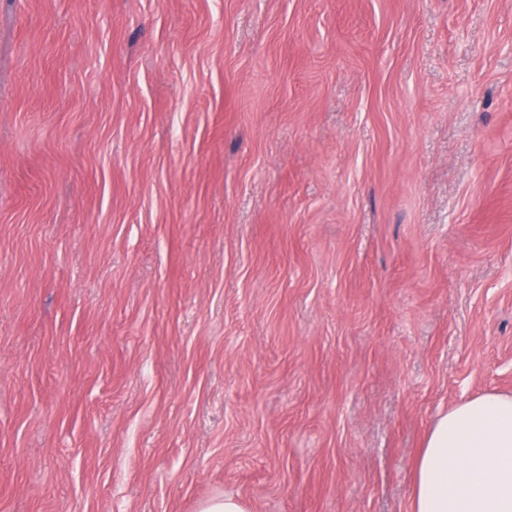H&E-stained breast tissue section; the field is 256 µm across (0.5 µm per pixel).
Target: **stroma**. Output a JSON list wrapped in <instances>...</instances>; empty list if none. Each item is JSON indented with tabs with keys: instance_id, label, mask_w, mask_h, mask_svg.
<instances>
[{
	"instance_id": "1",
	"label": "stroma",
	"mask_w": 512,
	"mask_h": 512,
	"mask_svg": "<svg viewBox=\"0 0 512 512\" xmlns=\"http://www.w3.org/2000/svg\"><path fill=\"white\" fill-rule=\"evenodd\" d=\"M512 394V0H0V512H410Z\"/></svg>"
}]
</instances>
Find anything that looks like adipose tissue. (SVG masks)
I'll use <instances>...</instances> for the list:
<instances>
[{
  "label": "adipose tissue",
  "mask_w": 512,
  "mask_h": 512,
  "mask_svg": "<svg viewBox=\"0 0 512 512\" xmlns=\"http://www.w3.org/2000/svg\"><path fill=\"white\" fill-rule=\"evenodd\" d=\"M411 512H512V395L442 413L415 462Z\"/></svg>",
  "instance_id": "1"
}]
</instances>
